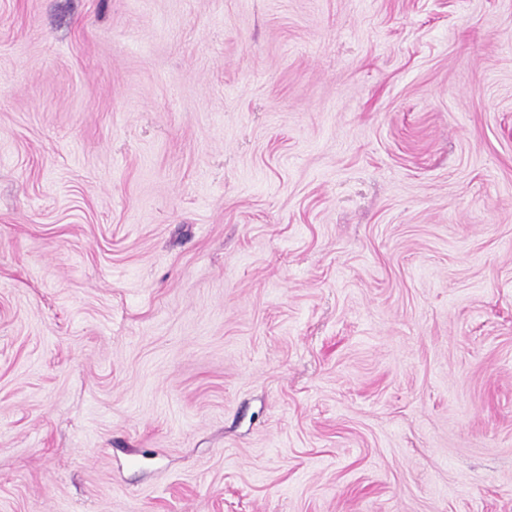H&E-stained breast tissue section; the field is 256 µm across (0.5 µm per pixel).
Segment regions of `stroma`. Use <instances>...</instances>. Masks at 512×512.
<instances>
[{
	"mask_svg": "<svg viewBox=\"0 0 512 512\" xmlns=\"http://www.w3.org/2000/svg\"><path fill=\"white\" fill-rule=\"evenodd\" d=\"M0 512H512V0H0Z\"/></svg>",
	"mask_w": 512,
	"mask_h": 512,
	"instance_id": "obj_1",
	"label": "stroma"
}]
</instances>
